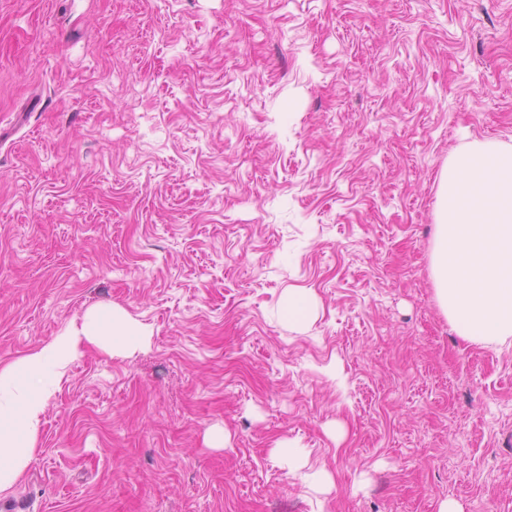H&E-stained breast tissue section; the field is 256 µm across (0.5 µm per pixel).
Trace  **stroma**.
I'll list each match as a JSON object with an SVG mask.
<instances>
[{"mask_svg": "<svg viewBox=\"0 0 512 512\" xmlns=\"http://www.w3.org/2000/svg\"><path fill=\"white\" fill-rule=\"evenodd\" d=\"M473 140L512 0H0V367L147 333L68 365L0 512H512V339L432 273Z\"/></svg>", "mask_w": 512, "mask_h": 512, "instance_id": "stroma-1", "label": "stroma"}]
</instances>
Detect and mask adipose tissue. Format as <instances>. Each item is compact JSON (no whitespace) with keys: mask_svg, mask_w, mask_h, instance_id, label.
Segmentation results:
<instances>
[{"mask_svg":"<svg viewBox=\"0 0 512 512\" xmlns=\"http://www.w3.org/2000/svg\"><path fill=\"white\" fill-rule=\"evenodd\" d=\"M142 327L111 306L86 309L80 324L0 368V491L12 486L31 460L49 400L67 365L87 347L105 353L136 348Z\"/></svg>","mask_w":512,"mask_h":512,"instance_id":"adipose-tissue-1","label":"adipose tissue"}]
</instances>
